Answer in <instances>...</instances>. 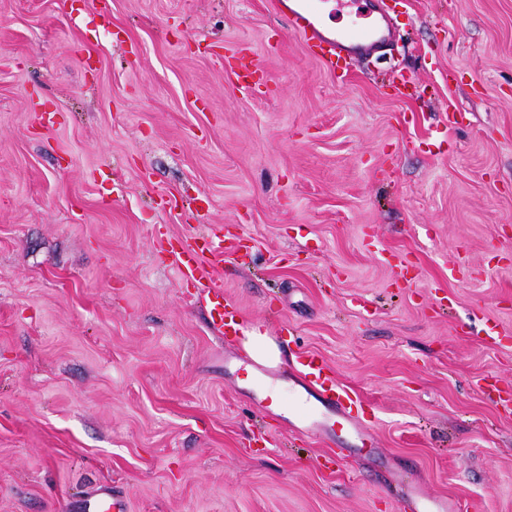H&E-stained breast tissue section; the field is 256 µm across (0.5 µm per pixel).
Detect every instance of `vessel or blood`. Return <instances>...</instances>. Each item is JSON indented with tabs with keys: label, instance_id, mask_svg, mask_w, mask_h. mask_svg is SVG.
<instances>
[{
	"label": "vessel or blood",
	"instance_id": "1",
	"mask_svg": "<svg viewBox=\"0 0 512 512\" xmlns=\"http://www.w3.org/2000/svg\"><path fill=\"white\" fill-rule=\"evenodd\" d=\"M361 18L360 26L342 28L324 33L320 28L327 0H299L290 9L289 19L293 27L304 34L317 48L330 72L341 70L343 61L352 56L368 55L378 51L391 36L390 7L381 4L373 7L371 0H352ZM239 240H222L217 235H206L183 242L179 251L178 271L183 280L197 283L202 299L209 308L210 322L221 337L230 340L243 334L246 322L235 305L224 297L222 288L200 282L199 262L204 255L222 258L225 250H237ZM297 374L303 388L312 389L317 401L328 411L335 412L340 425L356 436H363L367 425L354 415L355 399L344 387L326 373L321 359L305 354L297 359ZM81 512H124L123 500L111 489H98L83 500Z\"/></svg>",
	"mask_w": 512,
	"mask_h": 512
}]
</instances>
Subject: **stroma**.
I'll return each mask as SVG.
<instances>
[{
  "mask_svg": "<svg viewBox=\"0 0 512 512\" xmlns=\"http://www.w3.org/2000/svg\"><path fill=\"white\" fill-rule=\"evenodd\" d=\"M391 17L342 83L275 0H0V512H512V0ZM211 228L293 329L255 383L179 277ZM306 353L373 445L303 432ZM81 512H125L123 500L111 489L100 488L78 506Z\"/></svg>",
  "mask_w": 512,
  "mask_h": 512,
  "instance_id": "1",
  "label": "stroma"
}]
</instances>
